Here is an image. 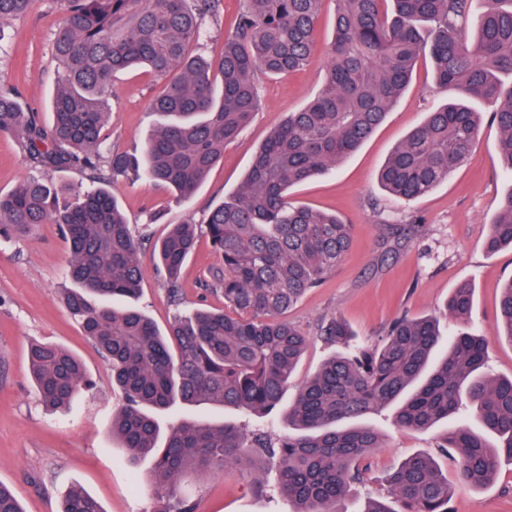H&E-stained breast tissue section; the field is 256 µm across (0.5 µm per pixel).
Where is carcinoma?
Returning <instances> with one entry per match:
<instances>
[{
	"label": "carcinoma",
	"mask_w": 512,
	"mask_h": 512,
	"mask_svg": "<svg viewBox=\"0 0 512 512\" xmlns=\"http://www.w3.org/2000/svg\"><path fill=\"white\" fill-rule=\"evenodd\" d=\"M221 2L60 0L53 124L44 126L18 93L1 89L0 136L15 137L33 168H79L94 187L62 208L47 183L25 178L0 194V240L26 238L39 224L62 227L70 243L67 273L77 284L65 305L122 392L112 436L132 463L154 455L155 487L172 490L187 471L244 465L254 472V490L287 500L290 512H341L336 505L368 480L370 453L384 447L363 419L386 406L394 407L397 424L417 430L457 418L441 448L456 456L459 484L486 485L502 459L512 462V378L485 372L489 338L512 342V281L490 335L456 337L433 367L442 341L433 317L397 318L378 345L325 362L297 389L284 415L290 432L275 442L234 423L183 418L159 443L156 415L174 406L268 412L281 406L310 341L281 315L326 281L353 241V225L292 204L288 189L354 153L402 97L421 57L430 58L435 83L456 98L395 147L379 171L381 186L412 203L446 181L479 136L470 101L492 108L502 166L512 174V82L503 80L512 77V0H486L473 24L472 0H334L319 91L270 134L242 185L204 225L224 257L209 283L224 294V310L179 314L160 331L136 305L144 278L138 254L151 223H128L106 189L107 175H131L191 200L224 146L262 107L260 78L306 70L323 0H242L219 53L192 54L202 25L218 20ZM33 3L0 0V30ZM135 66L166 80L152 103L160 123L140 152L114 151L104 161L113 78ZM196 241L197 225L187 223L171 225L154 244L157 273L174 295ZM504 246L512 247V187L486 237L488 251ZM472 308V288L462 283L445 314L465 319ZM319 335L344 345L352 337L336 315ZM29 365L46 407L66 406L91 386L79 360L56 344H32ZM470 417L495 444L472 428ZM386 482L394 506L368 497L356 512H449L454 487L426 454L402 460ZM0 512H23L2 483ZM62 512L104 510L74 488ZM155 512H195V505L162 500Z\"/></svg>",
	"instance_id": "carcinoma-1"
}]
</instances>
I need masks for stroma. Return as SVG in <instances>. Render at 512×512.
<instances>
[{
  "label": "stroma",
  "instance_id": "35a3bbf8",
  "mask_svg": "<svg viewBox=\"0 0 512 512\" xmlns=\"http://www.w3.org/2000/svg\"><path fill=\"white\" fill-rule=\"evenodd\" d=\"M334 13L333 0H324L306 72L261 80L263 109L225 148L223 160L191 201L142 181H110L109 189L129 223L149 224L158 238L169 225L206 222L211 209L241 186L270 132L315 95L327 62ZM63 18L57 0H35L27 14L0 31V89L17 88L48 125L53 122L51 102L57 90L51 46ZM163 86L162 80L143 70L115 78L104 153L134 150L156 128L160 118L150 107ZM452 97V92L435 85L430 62L420 61L404 95L373 136L328 174L291 190V201L336 212L354 227L353 248L345 260L287 314L311 338L295 383L305 381L340 352V345L318 334L321 322L334 315L347 321L365 347L404 314L439 317L442 334L449 340L464 332L490 330L497 322L501 288L512 280V249L487 253L485 239L500 197L512 187V176L499 163L496 125L483 119L468 160L415 203L389 196L376 180L404 135ZM34 173L20 143L0 137V192H10ZM415 217L421 219L422 231L396 244L390 228ZM69 256L70 245L55 224L40 225L24 239L0 241V483L12 489L24 512H60L64 492L72 486L97 499L104 512H152V462L129 464L113 441L112 410L120 402L119 391L110 368L64 304V294L73 286L65 274ZM139 259L145 270L140 305L159 328H166L187 306L223 308V295L206 286L209 270L223 265L207 237H200L185 264L175 299L156 273L152 246H145ZM463 283L472 286L474 305L471 319L459 321L443 311L453 289ZM34 341L72 352L92 381V389L66 412L47 411L36 397L28 374V349ZM368 422L385 440L375 458L371 489L387 492L389 472L404 458L425 453L455 487L450 512H512V463L502 462L494 481L468 488L458 485L453 457L439 448L443 427L419 431L396 426L388 408L369 415ZM253 480L245 467L212 474L189 472L180 480L179 493L195 504L196 512H288L285 501L257 495Z\"/></svg>",
  "mask_w": 512,
  "mask_h": 512
}]
</instances>
